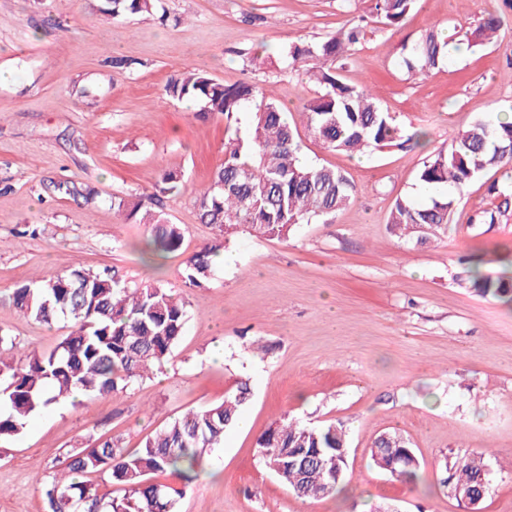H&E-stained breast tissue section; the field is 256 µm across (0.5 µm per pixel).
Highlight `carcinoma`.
Wrapping results in <instances>:
<instances>
[{
  "instance_id": "obj_1",
  "label": "carcinoma",
  "mask_w": 512,
  "mask_h": 512,
  "mask_svg": "<svg viewBox=\"0 0 512 512\" xmlns=\"http://www.w3.org/2000/svg\"><path fill=\"white\" fill-rule=\"evenodd\" d=\"M416 2L371 0L369 15L359 21L320 42H294L283 50L285 59L305 66L307 78L318 86L304 102L303 112L311 133L328 148L354 154L405 143L392 113L373 92L344 81L336 61L360 42L362 22L397 30ZM161 8L162 0H99L96 11L117 18L126 13L153 15ZM499 29L497 17L487 18L469 46L491 42ZM448 46V37L435 29L403 46L407 74L426 75L443 65ZM164 90L179 101L201 103L203 113L223 115L228 125L240 123L246 114L250 125L247 137L231 136L224 142V162L197 201L200 223L213 225L216 234L186 260L184 278L190 285L198 287L210 277L213 259L224 254L235 233L284 239L299 224L329 220L353 198L355 186L344 173L299 160L297 134L287 113L263 88L249 82L227 85L203 71L188 70L170 78ZM511 162L512 122L476 120L457 135L448 152L432 154L418 172L422 185L449 193L434 195L424 204L397 198L388 224L419 244L447 235L455 204L452 191ZM182 188L180 175L165 172L155 184L154 207L140 199L114 196L112 209L127 221L147 226L149 251L175 252L182 246L183 231L163 213L162 198L177 195ZM460 286L512 302L509 280L485 276L475 267ZM9 300L38 323L63 319L70 326L49 353H20L8 363L0 360V444L15 439L44 407L72 399L75 389L86 396L112 394L161 367L181 340L188 318L186 304L164 289L130 288L108 269H72L22 285ZM250 399L249 383L241 381L222 403L186 412L139 448H120L107 439L73 449L61 462L60 472L42 482L48 512H176L184 487L195 479L207 451L224 442ZM257 445L266 467L295 495L317 499L340 490L346 465H338L335 457L347 447L341 426L312 427L285 417L262 434ZM371 457L376 467L405 482L418 479V460L401 435H380ZM92 473L108 477L123 494L100 492L85 480ZM167 473L182 486L154 480ZM487 473L485 454L462 456L449 468L444 484L456 496L468 498Z\"/></svg>"
}]
</instances>
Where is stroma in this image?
I'll list each match as a JSON object with an SVG mask.
<instances>
[{
    "label": "stroma",
    "instance_id": "obj_1",
    "mask_svg": "<svg viewBox=\"0 0 512 512\" xmlns=\"http://www.w3.org/2000/svg\"><path fill=\"white\" fill-rule=\"evenodd\" d=\"M167 22L91 11L90 0H0V333L17 351L52 350L66 323L35 322L8 300L13 288L74 268L114 270L130 287L154 284L183 299L188 322L171 358L117 393L39 411L0 447V512H47L40 480L70 449L103 439L137 448L191 409L221 402L237 382L252 399L210 477L191 483L178 512H512V305L461 287L465 260L512 276V209L493 228L512 188V167L487 170L455 191L447 237L423 245L388 224L397 197L416 196L425 158L447 150L480 118L512 112V0H418L397 31L368 24L338 63L342 78L379 97L410 140L349 156L307 129L301 107L317 90L301 68L258 67L291 42H319L369 12L370 0H163ZM497 43L469 46L488 15ZM439 29L452 39L429 76L400 66L403 45ZM131 60L116 69L113 58ZM186 69L264 87L288 110L300 157L356 186L329 221L287 239L235 234L227 260L203 286L186 283V259L215 231L197 200L224 160L223 116L171 99ZM165 171L184 189L164 201L184 232L180 250L150 258L148 229L124 221L113 197H146ZM267 354L254 353L255 344ZM310 426L342 423L341 492L297 498L266 468L258 438L283 416ZM404 436L419 462L409 484L376 469L375 438ZM485 453L479 506L449 493L446 468Z\"/></svg>",
    "mask_w": 512,
    "mask_h": 512
}]
</instances>
